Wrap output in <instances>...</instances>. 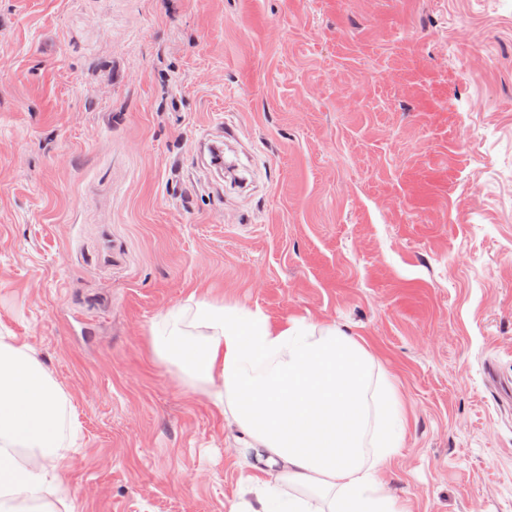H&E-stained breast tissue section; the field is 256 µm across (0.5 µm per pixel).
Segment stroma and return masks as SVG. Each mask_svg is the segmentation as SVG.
<instances>
[{
	"instance_id": "stroma-1",
	"label": "stroma",
	"mask_w": 512,
	"mask_h": 512,
	"mask_svg": "<svg viewBox=\"0 0 512 512\" xmlns=\"http://www.w3.org/2000/svg\"><path fill=\"white\" fill-rule=\"evenodd\" d=\"M192 294L357 335L408 418L388 491L512 512V0H0V336L66 397L74 512L246 500L150 351Z\"/></svg>"
}]
</instances>
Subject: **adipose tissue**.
<instances>
[{
    "label": "adipose tissue",
    "instance_id": "1",
    "mask_svg": "<svg viewBox=\"0 0 512 512\" xmlns=\"http://www.w3.org/2000/svg\"><path fill=\"white\" fill-rule=\"evenodd\" d=\"M151 347L247 437L254 499L230 512H410L385 481L401 403L335 323L191 299L152 328ZM61 402L31 349L0 341V512H59L45 493L67 453Z\"/></svg>",
    "mask_w": 512,
    "mask_h": 512
}]
</instances>
